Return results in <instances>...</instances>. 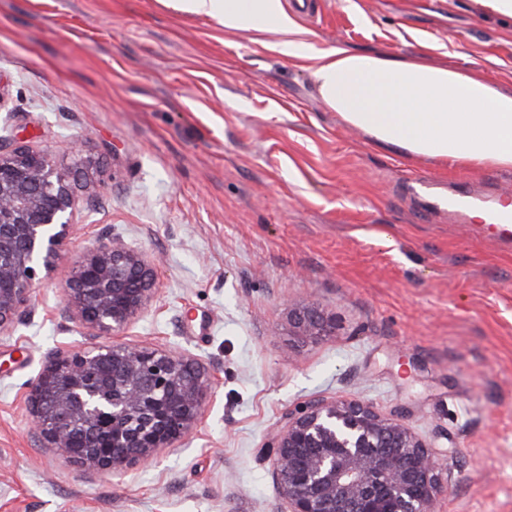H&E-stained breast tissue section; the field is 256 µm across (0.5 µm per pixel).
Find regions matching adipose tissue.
<instances>
[{"label": "adipose tissue", "instance_id": "1", "mask_svg": "<svg viewBox=\"0 0 512 512\" xmlns=\"http://www.w3.org/2000/svg\"><path fill=\"white\" fill-rule=\"evenodd\" d=\"M176 10L305 54L323 104L375 145L458 166L512 170V91L482 68L336 46L317 50L288 0H172Z\"/></svg>", "mask_w": 512, "mask_h": 512}]
</instances>
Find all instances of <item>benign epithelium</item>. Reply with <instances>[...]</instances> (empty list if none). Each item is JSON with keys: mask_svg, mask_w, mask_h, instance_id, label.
Masks as SVG:
<instances>
[{"mask_svg": "<svg viewBox=\"0 0 512 512\" xmlns=\"http://www.w3.org/2000/svg\"><path fill=\"white\" fill-rule=\"evenodd\" d=\"M81 206L71 173L46 150L0 138V333L62 259L75 269L61 288L65 307L84 327L113 333L148 306L156 270L146 253L114 234L69 248ZM288 322L298 336L334 330L313 307L289 311ZM211 390L192 356L114 343L52 355L26 401L44 447L85 474L124 475L190 436ZM265 455L287 512H438L448 491L433 444L362 400L309 402L288 414Z\"/></svg>", "mask_w": 512, "mask_h": 512, "instance_id": "1", "label": "benign epithelium"}]
</instances>
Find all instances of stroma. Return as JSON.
I'll use <instances>...</instances> for the list:
<instances>
[{"label": "stroma", "mask_w": 512, "mask_h": 512, "mask_svg": "<svg viewBox=\"0 0 512 512\" xmlns=\"http://www.w3.org/2000/svg\"><path fill=\"white\" fill-rule=\"evenodd\" d=\"M298 17L315 48L476 64L512 90V18L474 0H308ZM309 66L166 0H0V136L62 169L88 160L77 247L115 233L159 261L115 336L66 313V262L0 335V512H285L263 447L317 398L370 402L434 441L439 512H512V240L410 189L490 210L512 204V171L376 147ZM305 306L333 335H294ZM115 341L198 359L213 394L176 447L85 475L43 447L25 395L51 354Z\"/></svg>", "instance_id": "1"}]
</instances>
